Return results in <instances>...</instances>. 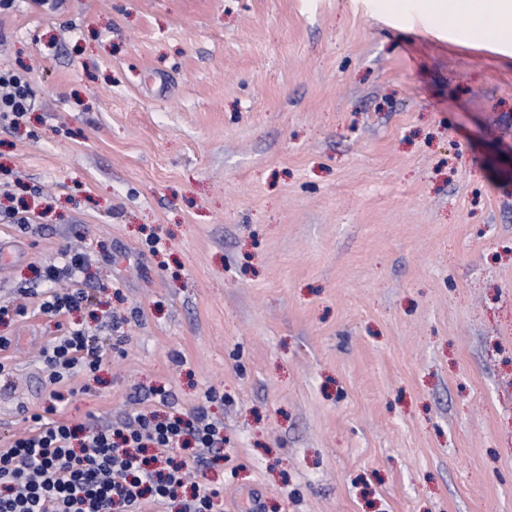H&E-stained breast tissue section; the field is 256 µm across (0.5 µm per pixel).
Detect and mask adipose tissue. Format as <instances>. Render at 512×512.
<instances>
[{"label": "adipose tissue", "instance_id": "obj_1", "mask_svg": "<svg viewBox=\"0 0 512 512\" xmlns=\"http://www.w3.org/2000/svg\"><path fill=\"white\" fill-rule=\"evenodd\" d=\"M427 8L437 22L446 24L464 17L494 41L512 33V0H496L494 9H487L486 0H428Z\"/></svg>", "mask_w": 512, "mask_h": 512}]
</instances>
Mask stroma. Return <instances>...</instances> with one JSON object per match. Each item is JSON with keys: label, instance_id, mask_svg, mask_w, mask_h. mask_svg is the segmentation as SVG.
Returning a JSON list of instances; mask_svg holds the SVG:
<instances>
[{"label": "stroma", "instance_id": "1", "mask_svg": "<svg viewBox=\"0 0 512 512\" xmlns=\"http://www.w3.org/2000/svg\"><path fill=\"white\" fill-rule=\"evenodd\" d=\"M424 0H14L0 69V444L74 325L106 352L57 418L204 409L218 512H512V39ZM91 258L88 302L37 269ZM122 319L120 330L106 313ZM214 400H206L207 390ZM167 403H160V393ZM31 108L29 82L26 75L13 70H0V124L18 125ZM85 300L86 293L83 288L71 289L64 293L47 291L37 306L44 314L57 315L80 307Z\"/></svg>", "mask_w": 512, "mask_h": 512}]
</instances>
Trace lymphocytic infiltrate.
Wrapping results in <instances>:
<instances>
[{
    "label": "lymphocytic infiltrate",
    "mask_w": 512,
    "mask_h": 512,
    "mask_svg": "<svg viewBox=\"0 0 512 512\" xmlns=\"http://www.w3.org/2000/svg\"><path fill=\"white\" fill-rule=\"evenodd\" d=\"M31 107L26 75L0 70V122L19 124ZM54 405L32 415L27 435L0 448V512H140L163 504L186 484L188 465L174 451L195 448L194 458L224 445V427L199 411L159 418L141 413L134 425L82 427L56 419L58 386L74 368L96 372L104 352L79 327L44 347Z\"/></svg>",
    "instance_id": "f902f5d3"
}]
</instances>
